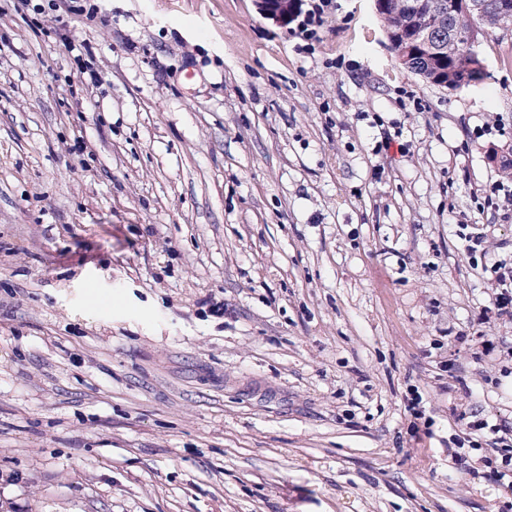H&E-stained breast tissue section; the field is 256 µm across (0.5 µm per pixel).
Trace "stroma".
Segmentation results:
<instances>
[{
    "mask_svg": "<svg viewBox=\"0 0 512 512\" xmlns=\"http://www.w3.org/2000/svg\"><path fill=\"white\" fill-rule=\"evenodd\" d=\"M33 2L0 0V512H512L468 427L512 426V28L448 91L374 0L304 51L257 0H69L71 53ZM497 275V287L495 288L494 309L500 314L512 316V263L500 261L493 265Z\"/></svg>",
    "mask_w": 512,
    "mask_h": 512,
    "instance_id": "stroma-1",
    "label": "stroma"
}]
</instances>
